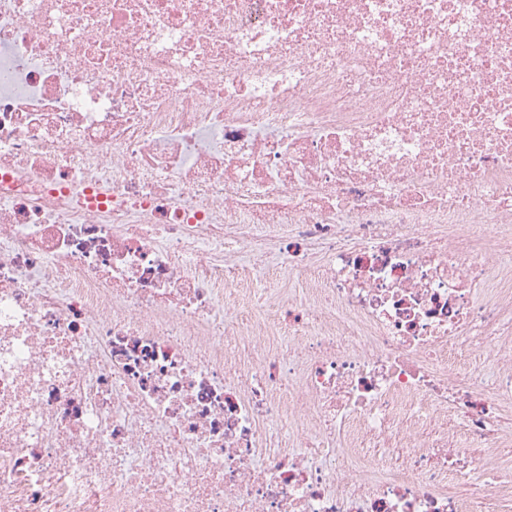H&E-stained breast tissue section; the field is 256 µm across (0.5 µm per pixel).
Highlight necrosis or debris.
I'll return each mask as SVG.
<instances>
[{
    "instance_id": "1",
    "label": "necrosis or debris",
    "mask_w": 512,
    "mask_h": 512,
    "mask_svg": "<svg viewBox=\"0 0 512 512\" xmlns=\"http://www.w3.org/2000/svg\"><path fill=\"white\" fill-rule=\"evenodd\" d=\"M0 512H512V0H0Z\"/></svg>"
}]
</instances>
